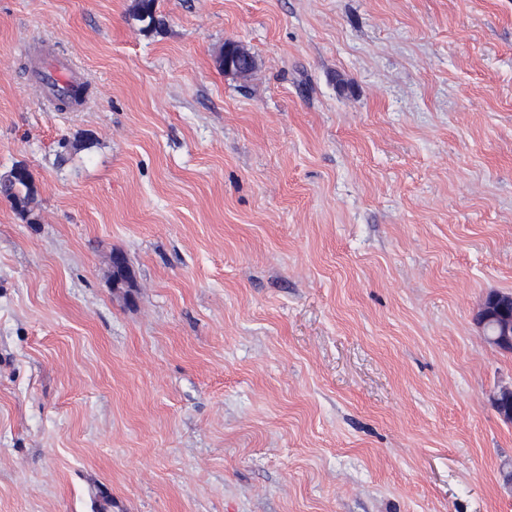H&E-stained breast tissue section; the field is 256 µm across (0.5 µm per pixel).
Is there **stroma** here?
Returning <instances> with one entry per match:
<instances>
[{
  "mask_svg": "<svg viewBox=\"0 0 512 512\" xmlns=\"http://www.w3.org/2000/svg\"><path fill=\"white\" fill-rule=\"evenodd\" d=\"M137 4L0 0V512H512V0ZM31 80L51 103L59 102V98L70 94L82 82L67 58L49 52L33 72ZM0 195L10 199L25 216H31L29 223H36L35 208L40 206L29 172H19L12 168L8 174L0 176ZM478 324L484 329L489 341L502 350L512 346V295L490 293L483 300L476 313ZM496 326L495 334L490 327Z\"/></svg>",
  "mask_w": 512,
  "mask_h": 512,
  "instance_id": "obj_1",
  "label": "stroma"
}]
</instances>
